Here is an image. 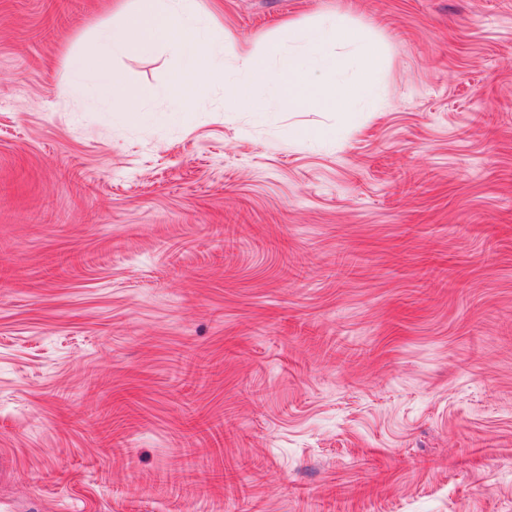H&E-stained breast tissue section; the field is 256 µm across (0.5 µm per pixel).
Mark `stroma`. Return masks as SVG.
Listing matches in <instances>:
<instances>
[{
	"label": "stroma",
	"instance_id": "1",
	"mask_svg": "<svg viewBox=\"0 0 512 512\" xmlns=\"http://www.w3.org/2000/svg\"><path fill=\"white\" fill-rule=\"evenodd\" d=\"M198 3L379 96L171 112L160 48L134 118L58 94L119 0H0V512H512V0Z\"/></svg>",
	"mask_w": 512,
	"mask_h": 512
}]
</instances>
